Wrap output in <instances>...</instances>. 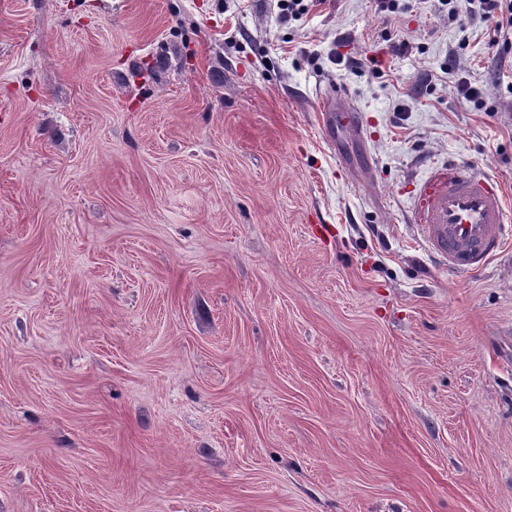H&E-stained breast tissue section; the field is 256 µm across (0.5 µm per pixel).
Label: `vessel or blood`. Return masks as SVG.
<instances>
[{
    "instance_id": "b4317fda",
    "label": "vessel or blood",
    "mask_w": 512,
    "mask_h": 512,
    "mask_svg": "<svg viewBox=\"0 0 512 512\" xmlns=\"http://www.w3.org/2000/svg\"><path fill=\"white\" fill-rule=\"evenodd\" d=\"M416 231L435 261L466 274L484 267L512 236V209L499 181L449 161L413 191Z\"/></svg>"
}]
</instances>
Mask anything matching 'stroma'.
Here are the masks:
<instances>
[{"mask_svg":"<svg viewBox=\"0 0 512 512\" xmlns=\"http://www.w3.org/2000/svg\"><path fill=\"white\" fill-rule=\"evenodd\" d=\"M405 2L0 0V512H512V246L411 222L512 62ZM317 0H276L274 7L282 21L301 22L306 20ZM448 74L455 77L456 89L463 100L467 103H472L478 109L485 107L483 88L472 84L467 77L463 76L461 69L454 65L453 62L448 63Z\"/></svg>","mask_w":512,"mask_h":512,"instance_id":"stroma-1","label":"stroma"}]
</instances>
